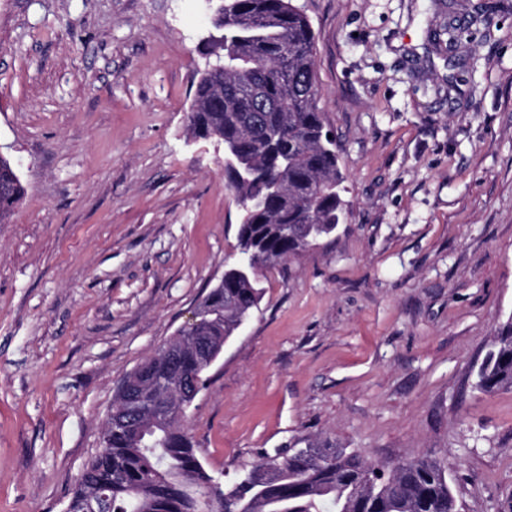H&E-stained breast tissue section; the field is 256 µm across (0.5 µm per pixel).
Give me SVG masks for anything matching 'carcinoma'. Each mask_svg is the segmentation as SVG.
I'll return each mask as SVG.
<instances>
[{"mask_svg":"<svg viewBox=\"0 0 512 512\" xmlns=\"http://www.w3.org/2000/svg\"><path fill=\"white\" fill-rule=\"evenodd\" d=\"M208 34L198 43L205 59L188 115L199 139L239 142L251 169L246 179L226 176V187L242 210L238 257L179 331L227 342L237 323L258 308L263 271L330 239L343 223L344 173L318 107L315 34L293 0H218ZM288 155L282 166L280 155ZM282 191L273 194L272 184ZM25 187L11 161L0 156V223L13 213ZM256 198L265 199L260 209ZM252 255L255 269L235 273ZM207 370L191 349L151 357L133 373L148 387L164 378ZM477 389H512V317L495 330L476 371ZM184 416L165 425L145 446L130 426L116 425L87 463L73 491L76 512L85 492H99L102 512H455L457 499L445 462L419 457L399 464L394 476L361 483L362 458L346 448H317L307 457L267 456L258 482L251 472L213 492L215 477L197 455Z\"/></svg>","mask_w":512,"mask_h":512,"instance_id":"cac0c4a2","label":"carcinoma"}]
</instances>
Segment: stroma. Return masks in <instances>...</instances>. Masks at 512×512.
I'll list each match as a JSON object with an SVG mask.
<instances>
[{
  "instance_id": "obj_1",
  "label": "stroma",
  "mask_w": 512,
  "mask_h": 512,
  "mask_svg": "<svg viewBox=\"0 0 512 512\" xmlns=\"http://www.w3.org/2000/svg\"><path fill=\"white\" fill-rule=\"evenodd\" d=\"M348 213L262 278L185 425L230 480L310 443L512 512V0H297ZM460 40L449 44L448 29ZM204 0H0V512H64L124 379L224 275L240 207L187 112ZM25 194V187L11 161L0 156V223L10 217ZM475 386L484 393L512 389V317L496 328L490 348L478 365Z\"/></svg>"
}]
</instances>
